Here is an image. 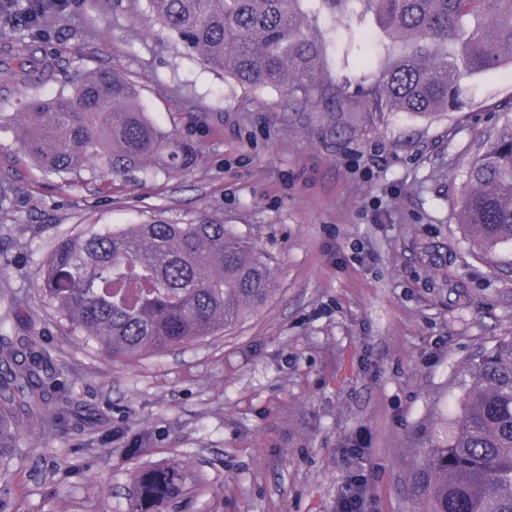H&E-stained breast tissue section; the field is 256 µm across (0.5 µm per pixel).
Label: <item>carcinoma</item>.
<instances>
[{"mask_svg":"<svg viewBox=\"0 0 512 512\" xmlns=\"http://www.w3.org/2000/svg\"><path fill=\"white\" fill-rule=\"evenodd\" d=\"M62 0H0V26L25 33L7 45L0 79L24 93L14 126L23 152L47 175L81 171L123 179L183 174L196 146L165 131L140 93L115 69L83 74L72 92L44 99L30 91L55 77L38 54L44 19ZM302 0H147L148 19L189 52L242 87H274L327 99L344 92L318 81L323 43ZM332 12L373 14L402 43L386 52L380 80L363 92L368 112H446L462 80L512 66V0H322ZM459 223L483 248L512 245V124L466 172ZM43 301L112 356L135 359L200 341L239 321L271 293L268 259L224 224L154 220L122 228L88 224L59 237L41 267ZM0 315V461L23 457L19 431L35 421L79 424L94 416L48 376L44 352L6 330ZM472 384L459 398L453 435H431L407 485L417 512H512V337L477 355ZM182 465L137 470L131 512H166L185 492Z\"/></svg>","mask_w":512,"mask_h":512,"instance_id":"cac0c4a2","label":"carcinoma"}]
</instances>
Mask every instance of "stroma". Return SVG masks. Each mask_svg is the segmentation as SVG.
<instances>
[{
	"label": "stroma",
	"mask_w": 512,
	"mask_h": 512,
	"mask_svg": "<svg viewBox=\"0 0 512 512\" xmlns=\"http://www.w3.org/2000/svg\"><path fill=\"white\" fill-rule=\"evenodd\" d=\"M304 8L345 111L240 87L150 26L146 0H70L53 18L58 79L41 97L76 71L120 69L200 155L180 176L63 180L0 130V292L49 376L101 418L24 426L23 459L0 471L11 512H129L135 471L172 461L187 487L170 512H334L355 470L368 512H411L404 489L455 419L471 359L512 336V245L477 250L456 215L468 168L512 122V68L465 79L453 111L371 114L358 90L380 76L373 21L347 60L348 19ZM156 219L227 225L266 253L274 290L222 333L115 359L44 304L38 272L76 225ZM354 444L365 455L345 459Z\"/></svg>",
	"instance_id": "obj_1"
}]
</instances>
